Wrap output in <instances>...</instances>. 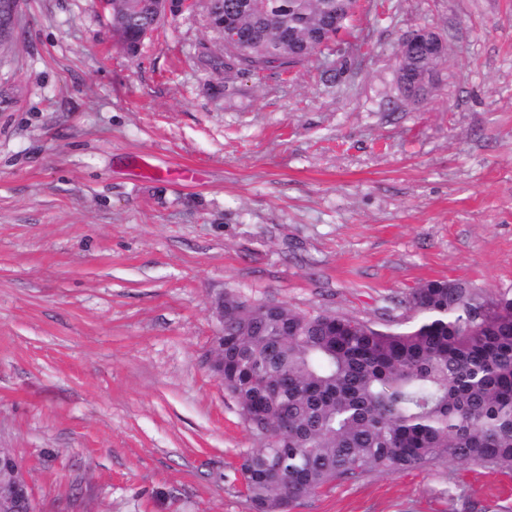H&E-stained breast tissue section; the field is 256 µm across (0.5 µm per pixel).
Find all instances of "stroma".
Masks as SVG:
<instances>
[{"label":"stroma","instance_id":"obj_1","mask_svg":"<svg viewBox=\"0 0 512 512\" xmlns=\"http://www.w3.org/2000/svg\"><path fill=\"white\" fill-rule=\"evenodd\" d=\"M423 25L448 57L413 103ZM217 46L198 10L130 56L102 0H18L0 44V451L36 512H251L204 362L223 293L395 329L431 280L512 292V0H359L333 56L221 95ZM292 512H512V476L368 473ZM409 40L405 41L396 57L397 63L400 61V68L396 71V82L402 94L410 101L418 102L428 92L433 80L434 74H437L439 67L446 61L445 56H441L437 51L430 49L424 43H416L403 56ZM402 58V59H401ZM426 82H424V80Z\"/></svg>","mask_w":512,"mask_h":512}]
</instances>
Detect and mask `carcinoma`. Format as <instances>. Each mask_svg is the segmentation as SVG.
Listing matches in <instances>:
<instances>
[{
	"instance_id": "obj_1",
	"label": "carcinoma",
	"mask_w": 512,
	"mask_h": 512,
	"mask_svg": "<svg viewBox=\"0 0 512 512\" xmlns=\"http://www.w3.org/2000/svg\"><path fill=\"white\" fill-rule=\"evenodd\" d=\"M357 0H216L208 28L236 31L197 65L224 75L286 72L330 53ZM160 20L112 0V32L137 53ZM446 57L423 43L396 71L422 99ZM409 304L416 321L382 329L351 316L257 302L224 322V390L259 446L237 468L253 512L369 472L393 475L448 461L512 472V293L488 304L462 281H429ZM491 313L473 315L478 306Z\"/></svg>"
}]
</instances>
